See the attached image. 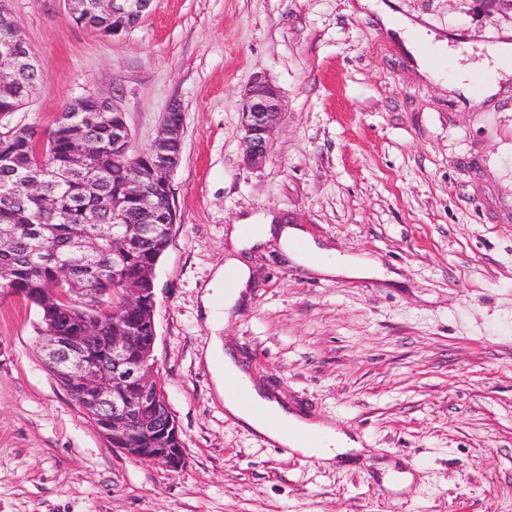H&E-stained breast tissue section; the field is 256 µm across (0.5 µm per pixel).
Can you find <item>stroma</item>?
I'll return each instance as SVG.
<instances>
[{
    "mask_svg": "<svg viewBox=\"0 0 512 512\" xmlns=\"http://www.w3.org/2000/svg\"><path fill=\"white\" fill-rule=\"evenodd\" d=\"M43 77L12 126L114 100L135 147L184 115L178 222L156 274L157 374L177 473L112 448L44 364L38 308L0 291V512H512V81L425 78L357 0H150L105 36L66 0H6ZM449 47L512 32V0H390ZM284 100L261 168L241 93ZM288 219L362 276L294 263L243 224ZM250 271L232 314L220 272ZM290 409L360 440L326 466L224 416V350Z\"/></svg>",
    "mask_w": 512,
    "mask_h": 512,
    "instance_id": "1",
    "label": "stroma"
}]
</instances>
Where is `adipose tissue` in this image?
Returning a JSON list of instances; mask_svg holds the SVG:
<instances>
[{
  "instance_id": "adipose-tissue-1",
  "label": "adipose tissue",
  "mask_w": 512,
  "mask_h": 512,
  "mask_svg": "<svg viewBox=\"0 0 512 512\" xmlns=\"http://www.w3.org/2000/svg\"><path fill=\"white\" fill-rule=\"evenodd\" d=\"M359 3L375 12L385 28L395 32L405 49L418 60L424 74L435 81H448L463 96L493 97L501 83L512 75V40L504 38L481 46L475 58L465 60L459 52L449 49L447 40L437 38L419 22L409 18L395 19L383 0H359ZM280 238L295 261L321 273L363 275L373 269L372 262L368 260L328 258L307 241L298 228L281 229ZM221 376L235 379L240 390L239 396L225 395L226 416L247 425L272 443L326 463L335 457L360 451L357 437L283 406L257 386L232 356H225Z\"/></svg>"
}]
</instances>
